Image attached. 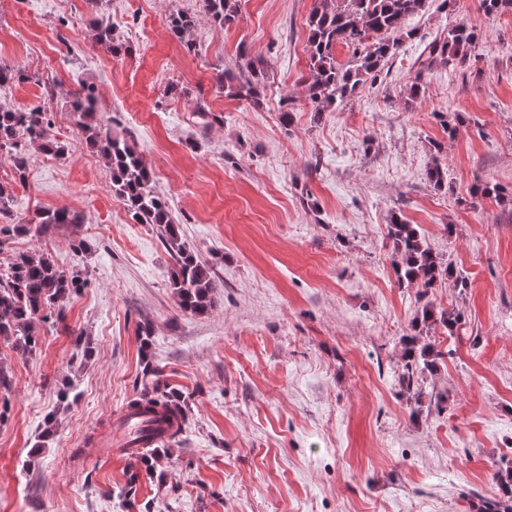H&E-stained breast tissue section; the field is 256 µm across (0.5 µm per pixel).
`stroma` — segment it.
Returning <instances> with one entry per match:
<instances>
[{
	"label": "stroma",
	"instance_id": "35a3bbf8",
	"mask_svg": "<svg viewBox=\"0 0 512 512\" xmlns=\"http://www.w3.org/2000/svg\"><path fill=\"white\" fill-rule=\"evenodd\" d=\"M238 6L237 23L221 29L201 0H0V64L26 75L0 105H50L69 146L61 157L27 148L21 185L0 156L12 220L57 207L83 217L13 236L0 263L43 251L86 281L64 322L39 325L36 354L0 336L12 379L0 512H473L512 467V10L426 0L380 78L317 116L302 85L314 0ZM177 10L199 16L194 51L167 29ZM95 16L128 54L95 43ZM459 23L477 37L470 63L429 60L427 45ZM243 45L268 71L256 105L213 79ZM81 82L96 87L97 120L134 143L187 247L208 262V314L180 309L160 230L130 218L105 160L85 148L69 110ZM436 141L442 191L426 176ZM479 179L502 187V200L476 195ZM395 214L467 287L398 285ZM426 300L461 323L452 335L429 331L444 358L415 395L398 380L402 339ZM80 332L91 355L73 344ZM148 363L189 407L159 480L98 444ZM134 472L125 507L112 492Z\"/></svg>",
	"mask_w": 512,
	"mask_h": 512
}]
</instances>
